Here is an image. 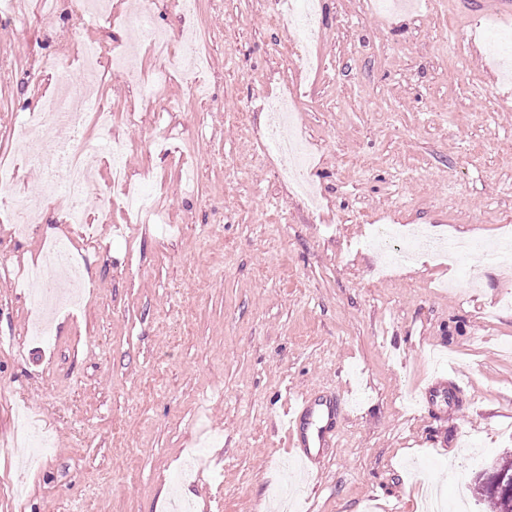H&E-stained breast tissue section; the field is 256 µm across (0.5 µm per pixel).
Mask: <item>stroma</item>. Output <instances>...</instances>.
Listing matches in <instances>:
<instances>
[{"label":"stroma","instance_id":"1","mask_svg":"<svg viewBox=\"0 0 512 512\" xmlns=\"http://www.w3.org/2000/svg\"><path fill=\"white\" fill-rule=\"evenodd\" d=\"M481 0H419L416 10L320 0L317 65L299 100L322 189L307 209L259 142L262 105L295 78L300 44L270 0H200L209 97L170 80L145 101L109 71L102 101L134 183L161 224L90 211L93 238L61 221L65 171L21 166L0 186V512H423L426 490L487 512L470 487L512 452V18ZM148 7L181 33L176 0H112L109 23L73 28L68 0H28L23 27L0 15V148L55 88L42 59L78 41L124 48ZM48 202L17 233L13 193ZM479 241L459 263L429 251L387 263L385 237ZM63 242L84 274L83 304L51 335L30 332L33 300L15 272ZM466 382L422 402L429 382ZM336 404V444L295 481L283 426L298 394ZM51 448L23 463L18 406Z\"/></svg>","mask_w":512,"mask_h":512}]
</instances>
